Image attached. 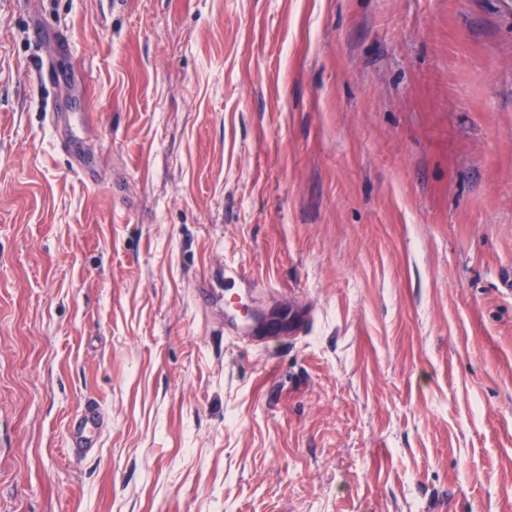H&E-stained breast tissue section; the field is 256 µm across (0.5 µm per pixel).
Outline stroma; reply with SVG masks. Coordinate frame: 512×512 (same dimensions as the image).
I'll return each mask as SVG.
<instances>
[{
	"instance_id": "35a3bbf8",
	"label": "stroma",
	"mask_w": 512,
	"mask_h": 512,
	"mask_svg": "<svg viewBox=\"0 0 512 512\" xmlns=\"http://www.w3.org/2000/svg\"><path fill=\"white\" fill-rule=\"evenodd\" d=\"M0 512H512V0H0ZM313 320L312 310L309 309H298L290 311L288 316H283L281 319L272 325L267 334L274 336L279 330L288 331V336L299 337L304 334L310 322ZM99 415L93 408L85 409L71 421V439L75 448L89 444L99 427Z\"/></svg>"
}]
</instances>
